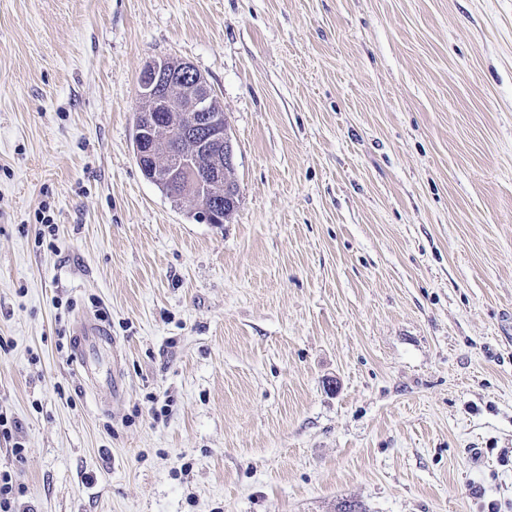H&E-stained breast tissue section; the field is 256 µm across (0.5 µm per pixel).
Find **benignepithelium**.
I'll use <instances>...</instances> for the list:
<instances>
[{
    "label": "benign epithelium",
    "mask_w": 512,
    "mask_h": 512,
    "mask_svg": "<svg viewBox=\"0 0 512 512\" xmlns=\"http://www.w3.org/2000/svg\"><path fill=\"white\" fill-rule=\"evenodd\" d=\"M140 108L174 112L175 124L151 141L138 138L135 152L144 177L172 182L191 175L197 219L224 223V199L235 169L236 150L227 116L214 112L207 80L188 62L167 68L161 60L148 62L139 77Z\"/></svg>",
    "instance_id": "obj_1"
}]
</instances>
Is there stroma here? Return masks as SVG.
<instances>
[{"label":"stroma","instance_id":"35a3bbf8","mask_svg":"<svg viewBox=\"0 0 512 512\" xmlns=\"http://www.w3.org/2000/svg\"><path fill=\"white\" fill-rule=\"evenodd\" d=\"M161 58L230 223L138 168ZM0 412L35 512H512V0H0ZM186 85L190 87L189 93L182 101ZM138 96L141 104L138 118L143 113L149 117L150 112H143L148 108L178 115L167 131L160 129L165 132L163 135L151 136L150 142L138 138L135 152L144 177L153 182H172L180 180L188 171L197 219L206 224L229 222L238 198L234 195L230 200L235 208L227 215L224 214V199L229 198L226 192L231 181L229 175L235 170L236 150L227 116L214 94V105L219 112H212V90L207 80L188 62H180L169 69L163 61L154 60L140 73ZM184 139L194 141L193 153H177L176 146ZM161 152V160H158ZM168 155L171 158L164 165ZM143 159L148 162L143 163ZM163 193L176 204H193L190 195L175 182L169 183ZM76 351L81 375L87 379L93 378V349L95 343L112 344V339L104 328L96 323H80L76 336Z\"/></svg>","mask_w":512,"mask_h":512}]
</instances>
